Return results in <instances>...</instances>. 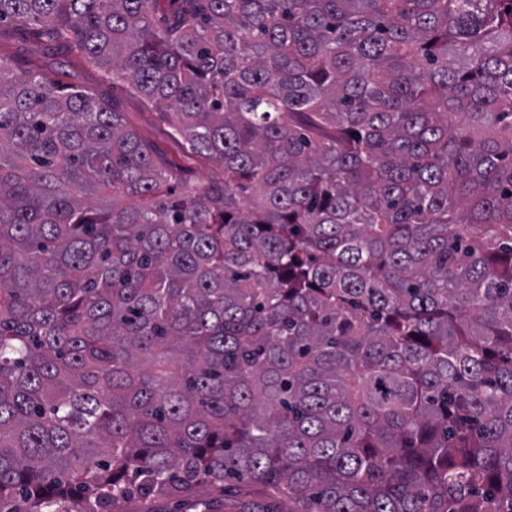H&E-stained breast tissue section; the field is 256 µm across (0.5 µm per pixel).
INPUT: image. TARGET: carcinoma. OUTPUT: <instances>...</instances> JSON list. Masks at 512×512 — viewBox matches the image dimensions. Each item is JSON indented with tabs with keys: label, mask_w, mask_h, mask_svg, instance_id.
Returning a JSON list of instances; mask_svg holds the SVG:
<instances>
[{
	"label": "carcinoma",
	"mask_w": 512,
	"mask_h": 512,
	"mask_svg": "<svg viewBox=\"0 0 512 512\" xmlns=\"http://www.w3.org/2000/svg\"><path fill=\"white\" fill-rule=\"evenodd\" d=\"M7 20L156 108L181 162L0 51V501L246 477L224 512H512V0Z\"/></svg>",
	"instance_id": "carcinoma-1"
}]
</instances>
